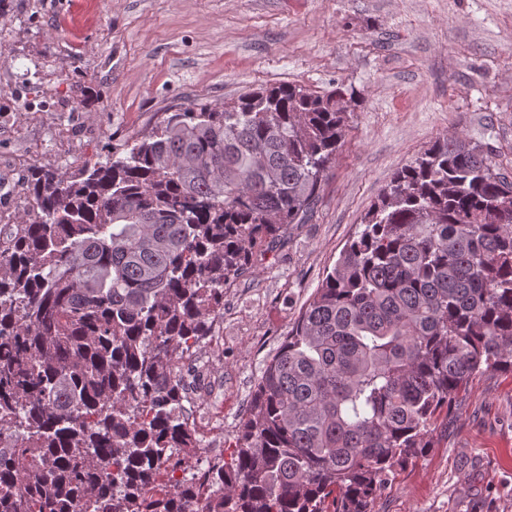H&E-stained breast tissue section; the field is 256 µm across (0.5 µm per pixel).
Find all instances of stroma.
Listing matches in <instances>:
<instances>
[{
  "instance_id": "stroma-1",
  "label": "stroma",
  "mask_w": 512,
  "mask_h": 512,
  "mask_svg": "<svg viewBox=\"0 0 512 512\" xmlns=\"http://www.w3.org/2000/svg\"><path fill=\"white\" fill-rule=\"evenodd\" d=\"M0 17V103L14 62H62L71 105L0 129V155L62 170V126L88 160L124 152L169 109L223 105L297 83L359 95L314 210L274 247L256 245L224 287V343L196 354L224 385L220 448L263 369L360 218L394 174L444 136L477 144L512 180V0H8ZM431 446L388 482L372 512H512V373L477 374Z\"/></svg>"
}]
</instances>
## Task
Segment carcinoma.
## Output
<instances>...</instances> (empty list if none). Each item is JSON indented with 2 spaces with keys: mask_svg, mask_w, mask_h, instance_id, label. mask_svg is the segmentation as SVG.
I'll return each instance as SVG.
<instances>
[{
  "mask_svg": "<svg viewBox=\"0 0 512 512\" xmlns=\"http://www.w3.org/2000/svg\"><path fill=\"white\" fill-rule=\"evenodd\" d=\"M357 92L295 83L170 113L72 172L31 166L0 250V512H371L478 372L512 373V181L434 141L361 219L264 369L215 492L178 371L250 249L301 224ZM189 482L192 485L202 488L203 491L209 492L206 481L204 479V469L197 468L191 471H182L180 469L172 470V466L168 463H160L157 470V478L155 483L149 488V495L155 497L161 496L165 492L172 489L177 484H185Z\"/></svg>",
  "mask_w": 512,
  "mask_h": 512,
  "instance_id": "1",
  "label": "carcinoma"
}]
</instances>
